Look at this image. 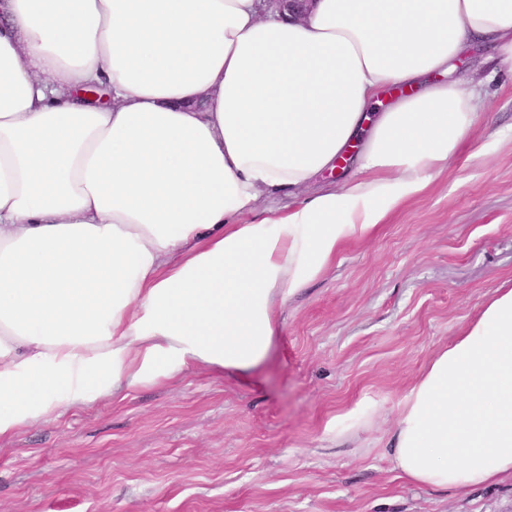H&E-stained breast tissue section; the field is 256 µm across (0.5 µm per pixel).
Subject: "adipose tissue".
I'll return each instance as SVG.
<instances>
[{"label": "adipose tissue", "mask_w": 512, "mask_h": 512, "mask_svg": "<svg viewBox=\"0 0 512 512\" xmlns=\"http://www.w3.org/2000/svg\"><path fill=\"white\" fill-rule=\"evenodd\" d=\"M486 50L512 75V0H0V438L262 365L279 307L485 121L455 71ZM390 445L415 485L512 479V287L427 362Z\"/></svg>", "instance_id": "1"}]
</instances>
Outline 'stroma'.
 <instances>
[{
  "label": "stroma",
  "instance_id": "obj_1",
  "mask_svg": "<svg viewBox=\"0 0 512 512\" xmlns=\"http://www.w3.org/2000/svg\"><path fill=\"white\" fill-rule=\"evenodd\" d=\"M419 197L280 310L259 368H196L0 440V512H512V480L448 491L393 470L388 431L425 364L512 286V79ZM367 398L382 411L335 436Z\"/></svg>",
  "mask_w": 512,
  "mask_h": 512
}]
</instances>
